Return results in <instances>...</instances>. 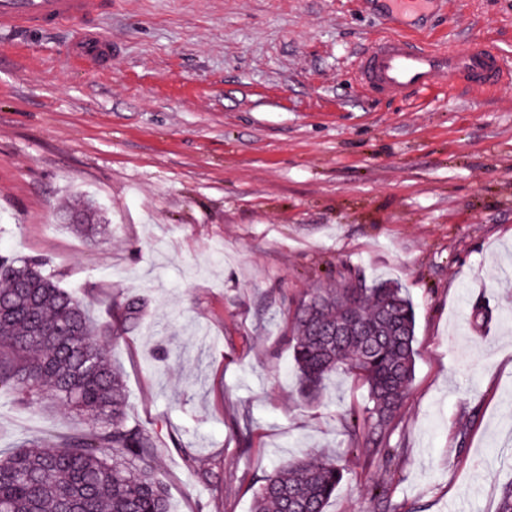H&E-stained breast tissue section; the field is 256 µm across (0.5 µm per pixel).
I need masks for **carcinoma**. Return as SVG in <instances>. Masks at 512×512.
<instances>
[{"mask_svg": "<svg viewBox=\"0 0 512 512\" xmlns=\"http://www.w3.org/2000/svg\"><path fill=\"white\" fill-rule=\"evenodd\" d=\"M70 218L86 236L103 230L92 202ZM0 302L8 308L0 316V385H10L30 410L50 398L95 422L94 434L63 448L30 443L0 456V512H169L153 439L129 420L122 377L108 359L119 336L137 326L143 305L113 302L120 314L110 327L46 273L43 261L6 255H0ZM351 308L370 335H330ZM414 341L413 303L391 280L313 291L296 303L288 334L302 394H318L338 370L366 387L349 433L381 458L390 454L384 437L415 373ZM344 472L322 457L276 467L256 489L252 512H325Z\"/></svg>", "mask_w": 512, "mask_h": 512, "instance_id": "cac0c4a2", "label": "carcinoma"}]
</instances>
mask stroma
<instances>
[{"mask_svg": "<svg viewBox=\"0 0 512 512\" xmlns=\"http://www.w3.org/2000/svg\"><path fill=\"white\" fill-rule=\"evenodd\" d=\"M387 23L375 0H112L105 71L68 55L82 22L0 32V253L46 260L102 323L143 302L109 356L171 512H251L315 455L345 468L326 512H497L512 480V86L365 96L352 61ZM424 30L512 57V0H447ZM83 199L92 239L64 221ZM344 277L415 308L388 463L348 434L360 382L298 390L288 307ZM92 427L0 390L2 453Z\"/></svg>", "mask_w": 512, "mask_h": 512, "instance_id": "1", "label": "stroma"}]
</instances>
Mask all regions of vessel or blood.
Returning <instances> with one entry per match:
<instances>
[{
  "label": "vessel or blood",
  "instance_id": "vessel-or-blood-1",
  "mask_svg": "<svg viewBox=\"0 0 512 512\" xmlns=\"http://www.w3.org/2000/svg\"><path fill=\"white\" fill-rule=\"evenodd\" d=\"M391 26L353 65L356 82L369 95L408 98L466 83L487 92L512 84V64L483 41L466 48L442 46L417 34L408 24L442 0H382ZM112 0H0V28L45 29L82 18L90 27L70 47L71 58L102 68L112 43L97 28Z\"/></svg>",
  "mask_w": 512,
  "mask_h": 512
}]
</instances>
